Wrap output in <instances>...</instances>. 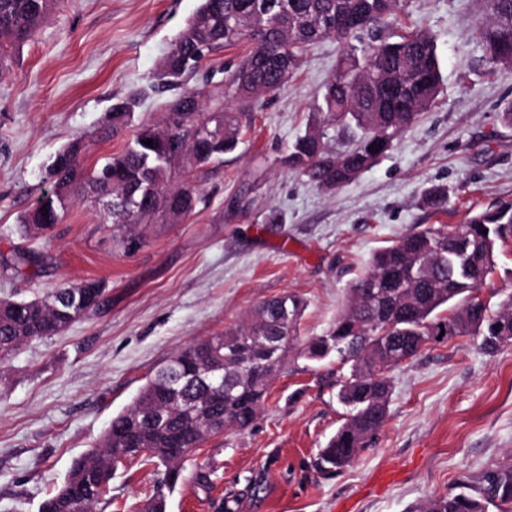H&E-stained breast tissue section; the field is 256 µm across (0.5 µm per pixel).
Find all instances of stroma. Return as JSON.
Wrapping results in <instances>:
<instances>
[{"label": "stroma", "mask_w": 512, "mask_h": 512, "mask_svg": "<svg viewBox=\"0 0 512 512\" xmlns=\"http://www.w3.org/2000/svg\"><path fill=\"white\" fill-rule=\"evenodd\" d=\"M200 0H59L0 75V297L47 296L102 279L99 308L58 335L0 360V512H39L157 365L224 333L259 303L300 299V340L333 326L347 290L379 247L424 227L462 223L469 209L512 201V69L489 71L474 33L485 0H403L394 32L427 30L443 86L393 149L353 182L317 188L286 163L317 119L342 45L330 37L273 97L242 118L239 146L190 173L203 201L179 224H145L125 253L99 215L74 203L38 269L11 260L19 217L52 187L50 157L91 138L112 105L155 73ZM445 187L443 212L423 204ZM336 359L294 354L256 421L203 443L182 463L167 512H420L429 499L512 464V345L485 354L477 338L430 343L390 372L388 418L354 463L313 461L344 422ZM159 470L118 467L96 512H139Z\"/></svg>", "instance_id": "35a3bbf8"}]
</instances>
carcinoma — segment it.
I'll use <instances>...</instances> for the list:
<instances>
[{
  "label": "carcinoma",
  "mask_w": 512,
  "mask_h": 512,
  "mask_svg": "<svg viewBox=\"0 0 512 512\" xmlns=\"http://www.w3.org/2000/svg\"><path fill=\"white\" fill-rule=\"evenodd\" d=\"M56 2L0 0V73L9 50L34 35ZM263 2L201 0L154 74L156 88L174 90L198 75L219 49L250 44L236 67L226 71L223 88L209 95L194 90L175 94L159 124L136 129L120 152L104 157L98 166L87 169L81 163L82 139L58 151L45 172L51 193L19 218L25 237L31 240L35 232L61 223L77 196L98 210L103 223L112 224L129 254L142 245L136 232L140 225L186 220L201 201L187 174L234 151L241 116L252 111L259 98L277 94L301 66L306 49L323 39L334 37L344 48L327 84L319 122L297 137L288 153V165L323 190H336L369 169L439 95L443 77L431 34L416 29L395 40L377 34L396 15L400 0H294V11L265 21L259 16ZM487 6L488 16L477 27L484 60L492 67L512 68V0H487ZM339 12L360 17L363 25L333 30L320 23L323 16ZM351 39L357 44L349 43ZM283 56L288 57L286 73L279 64ZM145 94L143 90L112 105L96 138L107 140L128 129ZM322 124L360 134L349 148L335 149L324 141ZM148 139L153 146L144 144ZM511 244L512 202H505L469 212L461 235L430 226L373 253L367 272L348 289L333 327L301 350L311 361L334 355L351 364L349 375L336 381L346 420L320 450L319 469L340 471L353 462L386 419L388 372L400 365L397 357L416 356L433 333L444 332L448 343L477 336L487 353L512 344V293L494 310L469 299L494 272L497 252ZM14 258L22 270L38 266L43 254L18 246ZM105 291L104 283L87 280L64 285L46 298H1L0 359L27 341L56 335L97 309ZM302 311L301 301L292 295L268 299L240 325L171 355L189 369L210 361L222 339L228 358L224 376L233 377L237 360L248 367L251 379L224 401L216 400L208 386L191 384L185 396L195 403V411L187 412L170 406L161 379L150 377L132 402L112 417L99 443L74 461L41 512H94L116 464L143 456L164 467L157 492L143 512H167L166 492L177 485L183 458L205 441L196 432V417L210 419L211 437L248 428L276 374L269 363L282 366L292 349L269 348L265 337L296 340ZM385 325L389 332L384 335ZM159 412L167 413L162 422L154 420ZM491 506L512 512L511 464L489 469L474 483L460 484L459 491L431 499L422 512H488Z\"/></svg>",
  "instance_id": "carcinoma-1"
}]
</instances>
